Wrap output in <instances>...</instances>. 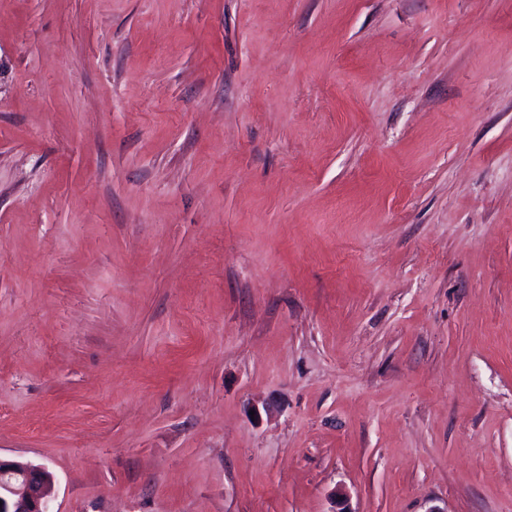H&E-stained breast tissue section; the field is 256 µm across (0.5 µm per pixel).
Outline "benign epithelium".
I'll return each mask as SVG.
<instances>
[{"label":"benign epithelium","mask_w":512,"mask_h":512,"mask_svg":"<svg viewBox=\"0 0 512 512\" xmlns=\"http://www.w3.org/2000/svg\"><path fill=\"white\" fill-rule=\"evenodd\" d=\"M53 479L43 466L0 460V512H51Z\"/></svg>","instance_id":"1"}]
</instances>
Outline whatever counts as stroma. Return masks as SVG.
<instances>
[{
  "instance_id": "stroma-1",
  "label": "stroma",
  "mask_w": 512,
  "mask_h": 512,
  "mask_svg": "<svg viewBox=\"0 0 512 512\" xmlns=\"http://www.w3.org/2000/svg\"><path fill=\"white\" fill-rule=\"evenodd\" d=\"M0 457L512 512V0H0Z\"/></svg>"
}]
</instances>
